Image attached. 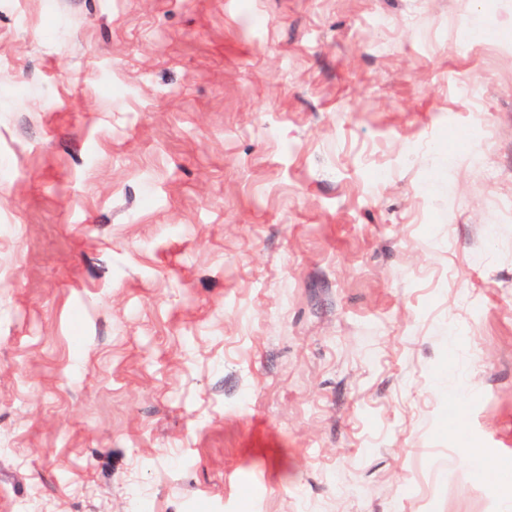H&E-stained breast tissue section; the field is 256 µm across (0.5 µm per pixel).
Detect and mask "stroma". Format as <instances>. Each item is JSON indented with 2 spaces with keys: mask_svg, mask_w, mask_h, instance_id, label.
<instances>
[{
  "mask_svg": "<svg viewBox=\"0 0 512 512\" xmlns=\"http://www.w3.org/2000/svg\"><path fill=\"white\" fill-rule=\"evenodd\" d=\"M512 0H0V512H512Z\"/></svg>",
  "mask_w": 512,
  "mask_h": 512,
  "instance_id": "obj_1",
  "label": "stroma"
}]
</instances>
